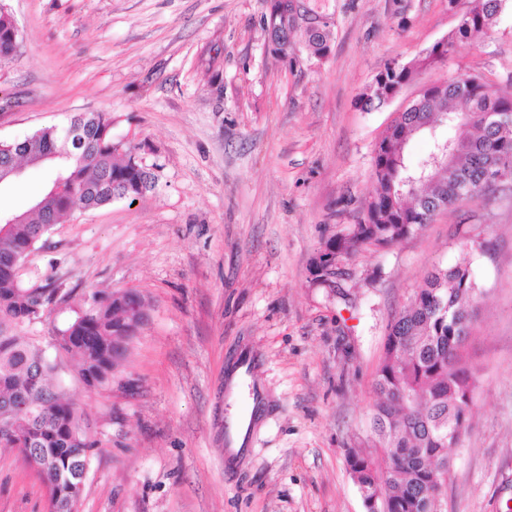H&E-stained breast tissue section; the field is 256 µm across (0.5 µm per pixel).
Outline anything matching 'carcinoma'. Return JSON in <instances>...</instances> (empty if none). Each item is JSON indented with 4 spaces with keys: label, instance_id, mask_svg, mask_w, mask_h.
<instances>
[{
    "label": "carcinoma",
    "instance_id": "cac0c4a2",
    "mask_svg": "<svg viewBox=\"0 0 512 512\" xmlns=\"http://www.w3.org/2000/svg\"><path fill=\"white\" fill-rule=\"evenodd\" d=\"M506 0H473L448 48H433L409 70L386 72L389 89L408 83L424 68L439 65L460 42L486 34L495 26ZM287 0H270L268 15L290 31L299 28L288 14ZM310 54L321 60L329 51L331 23L315 32L305 29ZM20 33L0 0V62L12 60ZM86 143L39 167L48 178L44 191L23 210L0 223V447L15 448L48 489L49 512H71L81 498L85 464L97 447L81 425L77 404L59 390L58 366L39 346L17 332L45 317L63 298L57 289L26 286L19 270L51 228L75 208L94 209L115 201H134L155 187L156 175L136 159L134 149L112 139V116L89 112ZM456 134L444 136L441 127ZM67 125L41 129L12 149L30 163L56 149ZM428 134L431 149L416 166L407 146ZM512 170V95L499 93L489 79L457 74L429 89L416 105L398 113L374 151L377 187L364 217L351 230L331 237L344 260L364 246L387 248L418 231L440 210L485 197L505 183ZM69 190L52 194L58 178ZM480 289L470 262L436 266L425 284L390 325L375 376L376 400L370 416V450L352 451L347 466L363 501L376 500L385 512H433L448 471V432L463 434L475 387L464 355ZM144 303L134 292L92 295L91 303L57 331L55 348L78 358L76 372L90 390L110 380L133 335L128 304Z\"/></svg>",
    "mask_w": 512,
    "mask_h": 512
}]
</instances>
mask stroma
<instances>
[{"label":"stroma","mask_w":512,"mask_h":512,"mask_svg":"<svg viewBox=\"0 0 512 512\" xmlns=\"http://www.w3.org/2000/svg\"><path fill=\"white\" fill-rule=\"evenodd\" d=\"M4 2L22 47L0 63V142L108 112L158 177L137 202L55 225L21 269L65 297L21 333L56 355L99 442L79 512H365L346 454L367 445L389 326L434 267L464 256L482 290L465 345L477 382L442 512H512V193L361 249L333 282L311 274L359 222L375 146L421 89L467 73L512 94V0L487 36L371 112L356 101L385 65L450 35L471 0H308L332 17L320 61L301 32L274 54L267 0ZM126 290L149 319L111 382L86 392L54 331L92 295ZM244 354L266 405L231 467L224 375ZM48 508L41 479L0 448V512Z\"/></svg>","instance_id":"obj_1"}]
</instances>
